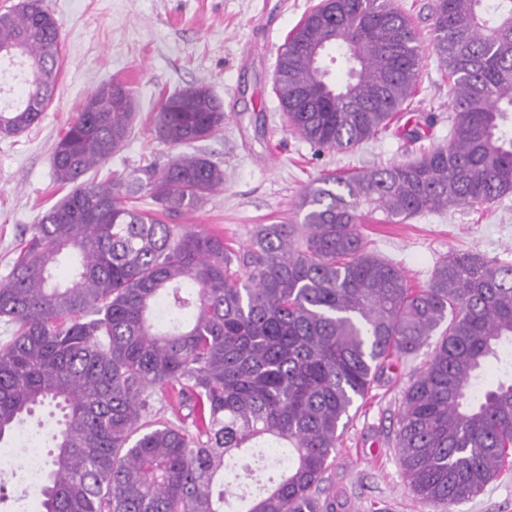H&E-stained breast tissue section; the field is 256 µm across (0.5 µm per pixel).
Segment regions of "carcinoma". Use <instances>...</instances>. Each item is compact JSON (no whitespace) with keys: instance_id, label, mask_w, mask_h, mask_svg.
Instances as JSON below:
<instances>
[{"instance_id":"carcinoma-1","label":"carcinoma","mask_w":512,"mask_h":512,"mask_svg":"<svg viewBox=\"0 0 512 512\" xmlns=\"http://www.w3.org/2000/svg\"><path fill=\"white\" fill-rule=\"evenodd\" d=\"M432 17L453 82L448 143L322 179L301 197L303 225L265 224L239 254L164 222L224 186L206 157L150 164L123 184L86 180L130 138L137 102L115 81L84 101L53 152L55 179L71 190L33 225L0 284V320L13 326L0 342V441L39 406L63 412L40 512H320L355 402L391 357L425 348L395 434L409 489L457 512L512 464V355L500 356L512 345V263L451 252L412 288L361 230L378 211L395 224L512 194V0H434ZM59 46L42 0L0 13V49L20 48L30 73L21 102L0 107L1 135L40 120ZM333 50L330 65L348 69L341 85L316 63ZM419 60L414 25L393 0H321L284 42L273 92L293 135L348 150L403 111ZM224 118L221 100L196 84L161 99L150 131L176 148L212 137ZM143 192L156 209L132 203ZM492 358L504 379L473 400ZM158 393L188 414L147 419ZM260 445L288 449V470L240 496Z\"/></svg>"}]
</instances>
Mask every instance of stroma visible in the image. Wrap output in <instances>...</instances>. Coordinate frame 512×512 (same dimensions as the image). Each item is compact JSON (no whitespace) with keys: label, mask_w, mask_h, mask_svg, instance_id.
<instances>
[{"label":"stroma","mask_w":512,"mask_h":512,"mask_svg":"<svg viewBox=\"0 0 512 512\" xmlns=\"http://www.w3.org/2000/svg\"><path fill=\"white\" fill-rule=\"evenodd\" d=\"M320 0H43L60 30L61 67L53 101L41 121L18 136H0V282L5 281L33 224L65 195L52 171V154L85 99L103 82L120 80L137 98L134 132L88 179L125 180L177 151L146 134L159 100L192 84L209 86L224 103L223 128L187 146L219 164L224 187L202 208L173 220L174 229L198 228L246 248L263 224L294 218L300 196L332 174H351L405 160L395 131L351 150H316L295 138L272 91L288 33ZM419 34V92L404 116L419 124L425 145L447 143L452 84L435 54L433 0H395ZM371 249L397 263L411 287L427 284L434 265L455 251L512 260V196L481 211L451 208L400 224L368 220ZM423 356L393 358L338 439L325 474L328 512H434L407 486L394 445L403 392ZM62 414L45 406L28 417L0 449L26 452L36 427L53 432ZM459 512H512V471Z\"/></svg>","instance_id":"1"}]
</instances>
